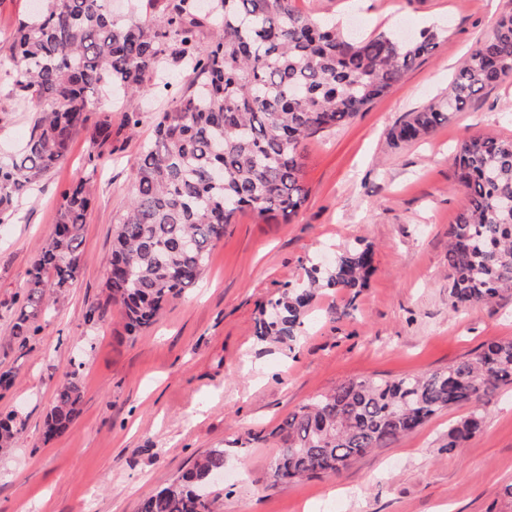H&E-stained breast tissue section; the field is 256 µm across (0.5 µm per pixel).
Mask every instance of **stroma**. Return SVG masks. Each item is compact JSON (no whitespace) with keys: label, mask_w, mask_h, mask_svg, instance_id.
Segmentation results:
<instances>
[{"label":"stroma","mask_w":512,"mask_h":512,"mask_svg":"<svg viewBox=\"0 0 512 512\" xmlns=\"http://www.w3.org/2000/svg\"><path fill=\"white\" fill-rule=\"evenodd\" d=\"M302 13L361 35L436 32L438 46L393 92L307 144V198L290 223L246 212L212 250L196 287L173 299L158 322L131 335L104 287L116 219L134 193L141 146L166 103L140 100L143 121L112 113V152L86 215L81 269L52 294L27 347L12 324L39 247L54 233L61 191L80 177L88 149L68 156L24 200L20 221L0 226V416L23 430L0 447V512H138L140 501L199 455L226 447L223 512H512V388L493 396L483 430L447 451L448 428L468 407L445 409L414 433L374 449L338 476L268 487L277 449L268 437L288 414L343 381L395 378L448 367L484 341L512 338V300L462 312L448 308V226L466 199L453 156L480 132L512 139V76L482 92L423 138L399 146L390 130L447 96L459 63L492 36L512 0H294ZM367 245L374 272L357 298L319 291L295 351L255 336L259 308L285 284L347 246ZM95 320H88L92 308ZM83 362L80 414L43 438L55 390Z\"/></svg>","instance_id":"stroma-1"}]
</instances>
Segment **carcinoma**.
I'll return each instance as SVG.
<instances>
[{"label": "carcinoma", "instance_id": "cac0c4a2", "mask_svg": "<svg viewBox=\"0 0 512 512\" xmlns=\"http://www.w3.org/2000/svg\"><path fill=\"white\" fill-rule=\"evenodd\" d=\"M217 32L201 41L204 28ZM437 47L425 33L402 41L379 33L358 40L329 21L296 11L292 0H165L158 21H125L112 0H42L0 46L15 110L30 112L24 149L0 156V224L40 185L84 133V173L61 192L51 240L38 249L13 323L24 347L47 311L46 289L68 288L80 273V247L99 162L112 149V113L89 109L101 92L167 98L153 138L142 146L134 195L119 215L105 288L129 331L155 324L164 308L202 277L213 248L238 213L291 220L306 201L307 142L346 124L393 91L403 74ZM512 75V13L460 64L448 97L412 113L390 134L407 143L467 108ZM189 79L180 92L179 78ZM466 198L448 228V306H486L512 294V140L475 133L455 156ZM373 271L370 247L352 246L328 265L313 264L308 285L285 288L262 305L255 336L291 345L321 288L356 299ZM512 386V339L490 340L444 369L393 379L354 378L321 394L278 425L269 486L339 474L355 460L421 428L456 405L470 415L448 428V451L479 433L487 404ZM80 367L58 383L45 433H65L79 414ZM21 432L0 419V447ZM226 451L213 448L140 503L138 512H219L210 488Z\"/></svg>", "mask_w": 512, "mask_h": 512}]
</instances>
